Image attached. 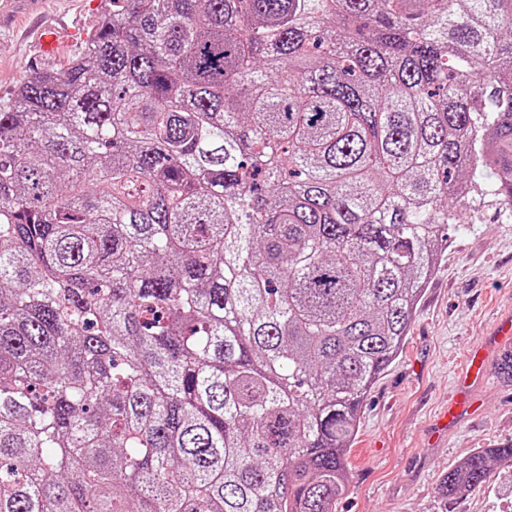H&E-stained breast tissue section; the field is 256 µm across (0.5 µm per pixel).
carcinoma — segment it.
<instances>
[{"label": "carcinoma", "instance_id": "carcinoma-1", "mask_svg": "<svg viewBox=\"0 0 512 512\" xmlns=\"http://www.w3.org/2000/svg\"><path fill=\"white\" fill-rule=\"evenodd\" d=\"M494 204L512 0H112L0 102V512H334Z\"/></svg>", "mask_w": 512, "mask_h": 512}]
</instances>
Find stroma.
I'll return each instance as SVG.
<instances>
[{
  "instance_id": "1",
  "label": "stroma",
  "mask_w": 512,
  "mask_h": 512,
  "mask_svg": "<svg viewBox=\"0 0 512 512\" xmlns=\"http://www.w3.org/2000/svg\"><path fill=\"white\" fill-rule=\"evenodd\" d=\"M112 0H41L30 16L0 21V101L33 73L65 65L40 55L36 28L52 19L91 34ZM512 315V217L484 212L479 223L448 227L447 249L417 304L401 354L374 382L348 458L349 490L336 512H498L512 502V465L457 500L437 493L441 474L473 450L512 443V386L489 375L463 387L465 352L481 344L499 358L495 332ZM475 403L446 423L461 396Z\"/></svg>"
}]
</instances>
